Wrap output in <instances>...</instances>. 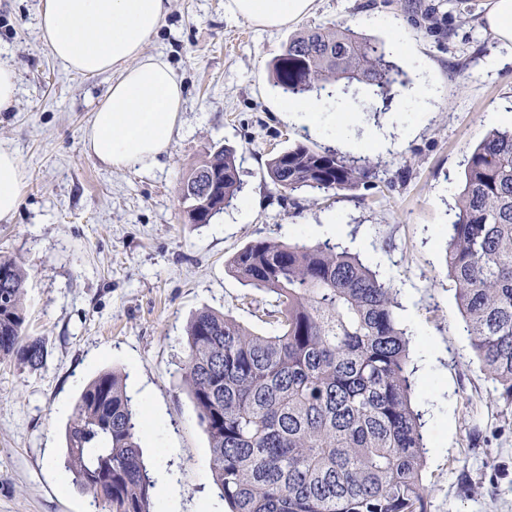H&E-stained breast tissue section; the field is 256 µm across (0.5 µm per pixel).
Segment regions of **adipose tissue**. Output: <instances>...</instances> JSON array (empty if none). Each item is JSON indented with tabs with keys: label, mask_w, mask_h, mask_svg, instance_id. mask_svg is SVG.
I'll return each instance as SVG.
<instances>
[{
	"label": "adipose tissue",
	"mask_w": 512,
	"mask_h": 512,
	"mask_svg": "<svg viewBox=\"0 0 512 512\" xmlns=\"http://www.w3.org/2000/svg\"><path fill=\"white\" fill-rule=\"evenodd\" d=\"M170 0H40L41 38L71 72L117 71L84 132L88 156L115 170L153 167L181 127L184 86L159 55L146 53ZM228 13L262 29L311 15L316 0H226ZM26 174L15 151L0 145V219L18 209Z\"/></svg>",
	"instance_id": "adipose-tissue-1"
}]
</instances>
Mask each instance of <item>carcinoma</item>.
Listing matches in <instances>:
<instances>
[{
    "instance_id": "carcinoma-1",
    "label": "carcinoma",
    "mask_w": 512,
    "mask_h": 512,
    "mask_svg": "<svg viewBox=\"0 0 512 512\" xmlns=\"http://www.w3.org/2000/svg\"><path fill=\"white\" fill-rule=\"evenodd\" d=\"M290 99L345 81L389 96L404 85L384 45L349 27L288 42L272 65ZM280 199L300 190L347 195L376 173L333 150L295 143L267 163ZM234 151L210 149L179 189L191 224H208L242 190ZM446 265L470 344L512 406V128L472 150ZM244 285L271 295L259 335L203 309L187 328L183 383L210 444L228 512H427L426 445L411 404L409 339L397 289L328 242H249L229 260ZM26 273L0 255V359L39 368L44 342L24 333ZM66 467L103 512H154L153 484L123 378L100 372L66 427Z\"/></svg>"
}]
</instances>
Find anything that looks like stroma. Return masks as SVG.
<instances>
[{"label":"stroma","mask_w":512,"mask_h":512,"mask_svg":"<svg viewBox=\"0 0 512 512\" xmlns=\"http://www.w3.org/2000/svg\"><path fill=\"white\" fill-rule=\"evenodd\" d=\"M224 3L170 0L147 51L183 80L182 127L157 165L116 171L82 145L112 73L65 70L41 39L40 0H0V59L19 77L13 106L0 112V143L28 178L15 215L0 220V254L27 272V332L47 349L36 370L0 360V512H97L89 493L59 475L76 399L108 369L158 422L141 446L151 476L174 481L179 512L205 503L226 512L183 384L187 326L207 307L270 332L252 306L264 293L243 286L228 261L260 238L317 242L315 226L331 221L341 226L336 243L399 290L417 366L428 512H512V408L469 346L445 265L464 160L487 131L512 124V59L486 67L502 53L480 24L488 0H317L313 15L265 31ZM336 25L388 44L401 26L407 47L392 59L407 86L386 102L354 85L344 98L350 122L312 130L280 111L272 65L291 37ZM374 136L385 144L366 152ZM297 142L369 158L379 177L347 196L279 203L266 163ZM220 145L235 150L243 190L211 223H188L178 185Z\"/></svg>","instance_id":"obj_1"}]
</instances>
